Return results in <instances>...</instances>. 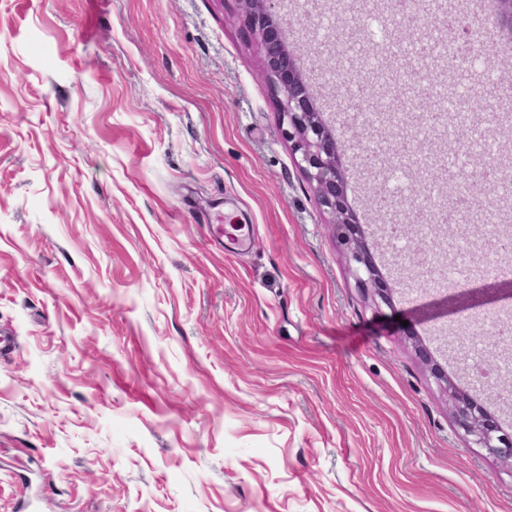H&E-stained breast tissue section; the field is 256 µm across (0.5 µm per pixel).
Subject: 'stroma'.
I'll list each match as a JSON object with an SVG mask.
<instances>
[{
	"label": "stroma",
	"mask_w": 512,
	"mask_h": 512,
	"mask_svg": "<svg viewBox=\"0 0 512 512\" xmlns=\"http://www.w3.org/2000/svg\"><path fill=\"white\" fill-rule=\"evenodd\" d=\"M333 4L288 0L310 68ZM481 71L512 87V35ZM414 110L456 96L432 66ZM239 0H0V512H512V464L468 447L440 364L471 321L442 290L374 310L281 131ZM344 158L364 230L384 216ZM215 224H249L232 254Z\"/></svg>",
	"instance_id": "obj_1"
}]
</instances>
